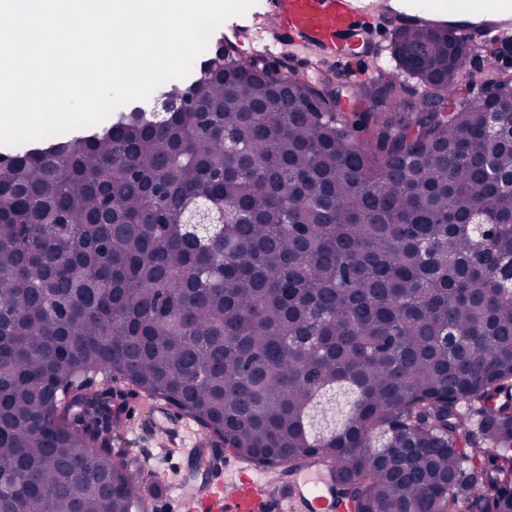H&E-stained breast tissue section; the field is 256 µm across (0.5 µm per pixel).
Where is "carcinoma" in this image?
<instances>
[{"instance_id": "obj_1", "label": "carcinoma", "mask_w": 512, "mask_h": 512, "mask_svg": "<svg viewBox=\"0 0 512 512\" xmlns=\"http://www.w3.org/2000/svg\"><path fill=\"white\" fill-rule=\"evenodd\" d=\"M467 54L407 25L339 112L220 40L167 86L216 106L200 137L134 108L1 151L0 512H143L90 446L93 370L258 465L323 462L355 512H512V128L456 100Z\"/></svg>"}]
</instances>
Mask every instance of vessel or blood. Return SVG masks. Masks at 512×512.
Returning a JSON list of instances; mask_svg holds the SVG:
<instances>
[{
	"label": "vessel or blood",
	"instance_id": "vessel-or-blood-1",
	"mask_svg": "<svg viewBox=\"0 0 512 512\" xmlns=\"http://www.w3.org/2000/svg\"><path fill=\"white\" fill-rule=\"evenodd\" d=\"M383 0H269L265 14L253 21L255 36H262L268 23L279 22L302 39L325 51L336 53L344 64H352L365 74L369 66L358 51L361 26L366 19L384 9ZM398 24H448L467 41L482 39L491 29L512 27V0H491L490 7L477 9L470 0H435L432 7L415 5L397 10ZM156 427L182 437L189 426L186 416L171 412L165 404L154 407ZM221 467L220 449L196 437L185 455V466L194 471L206 466ZM307 475L299 492L302 512H350L351 506L336 497L328 472L317 464L305 466ZM170 501L178 512H272L270 496L258 473L243 470L232 487L215 483L202 488L194 483L175 487Z\"/></svg>",
	"mask_w": 512,
	"mask_h": 512
}]
</instances>
